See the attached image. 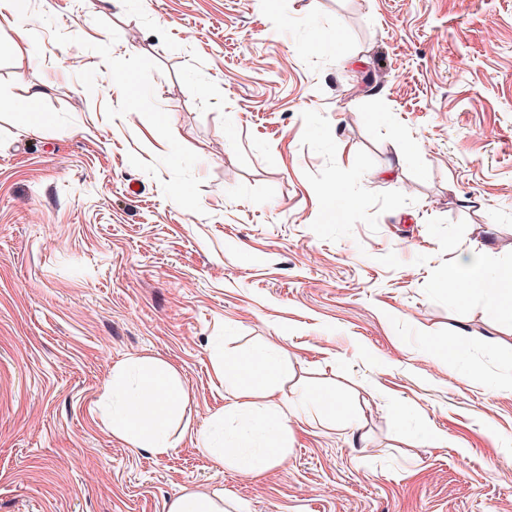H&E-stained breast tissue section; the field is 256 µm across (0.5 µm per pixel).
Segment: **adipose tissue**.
Masks as SVG:
<instances>
[{
    "mask_svg": "<svg viewBox=\"0 0 512 512\" xmlns=\"http://www.w3.org/2000/svg\"><path fill=\"white\" fill-rule=\"evenodd\" d=\"M488 246L476 248L464 268H452L448 279L467 273L475 293L498 318L512 323V271L490 269ZM253 376H244L237 357L227 354L214 364L230 401L212 414L210 430L200 432L201 452L225 468L255 475L281 465L288 455V424L298 414V398L278 394L273 381L281 374V350L267 345L251 354ZM184 393L177 368L151 356L131 358L112 370V433L132 448L163 456L174 443L165 425Z\"/></svg>",
    "mask_w": 512,
    "mask_h": 512,
    "instance_id": "1",
    "label": "adipose tissue"
}]
</instances>
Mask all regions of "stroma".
Listing matches in <instances>:
<instances>
[{"label": "stroma", "mask_w": 512, "mask_h": 512, "mask_svg": "<svg viewBox=\"0 0 512 512\" xmlns=\"http://www.w3.org/2000/svg\"><path fill=\"white\" fill-rule=\"evenodd\" d=\"M0 31V512H512V324L449 266H512V0H27ZM43 94L30 100L29 86ZM280 347L254 476L195 434L213 361ZM175 366L164 457L112 369ZM446 442H439V435ZM14 0L0 1V31L8 29L14 36L11 41L12 50L20 67L29 65L32 61L28 37L24 29L16 24L13 8ZM168 512H229L226 508L224 490L211 493L195 488H184L183 493L167 507Z\"/></svg>", "instance_id": "stroma-1"}]
</instances>
